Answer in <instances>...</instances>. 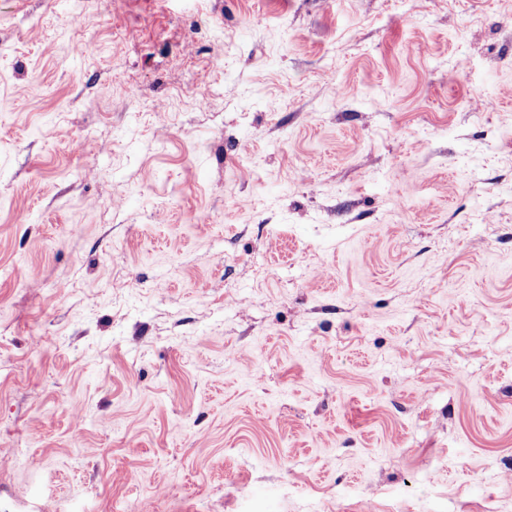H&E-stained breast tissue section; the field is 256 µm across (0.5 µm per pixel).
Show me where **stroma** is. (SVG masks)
I'll return each instance as SVG.
<instances>
[{"label":"stroma","instance_id":"35a3bbf8","mask_svg":"<svg viewBox=\"0 0 512 512\" xmlns=\"http://www.w3.org/2000/svg\"><path fill=\"white\" fill-rule=\"evenodd\" d=\"M0 512H512V0H0Z\"/></svg>","mask_w":512,"mask_h":512}]
</instances>
